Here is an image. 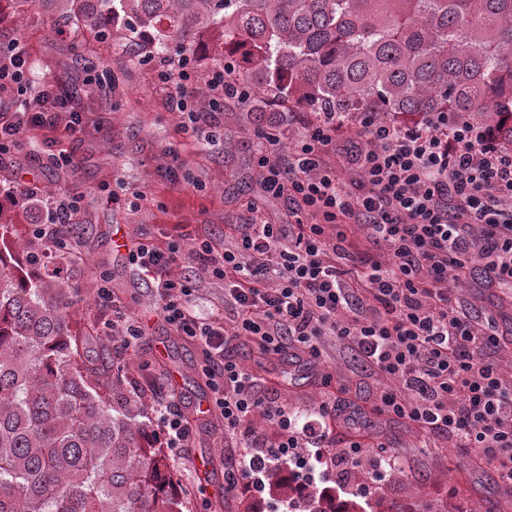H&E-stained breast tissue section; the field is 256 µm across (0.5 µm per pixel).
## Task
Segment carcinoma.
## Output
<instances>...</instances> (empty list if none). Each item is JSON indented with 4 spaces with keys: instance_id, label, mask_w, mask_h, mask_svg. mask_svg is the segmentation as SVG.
<instances>
[{
    "instance_id": "cac0c4a2",
    "label": "carcinoma",
    "mask_w": 512,
    "mask_h": 512,
    "mask_svg": "<svg viewBox=\"0 0 512 512\" xmlns=\"http://www.w3.org/2000/svg\"><path fill=\"white\" fill-rule=\"evenodd\" d=\"M110 41L148 36L158 63L198 62L224 96L400 123L446 112L500 125L512 150V0H13ZM0 210V512H182L144 424L112 405L119 378L85 358L67 293L80 256Z\"/></svg>"
}]
</instances>
